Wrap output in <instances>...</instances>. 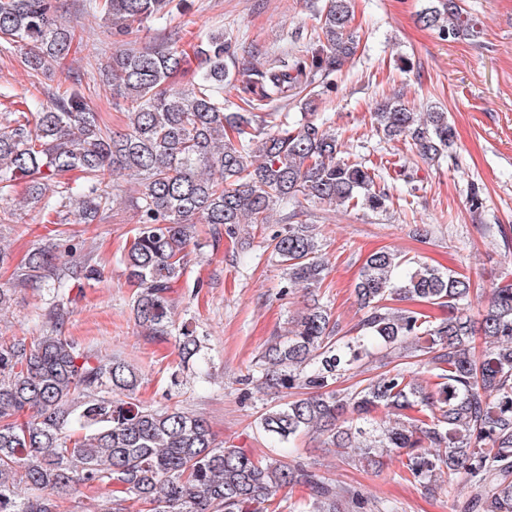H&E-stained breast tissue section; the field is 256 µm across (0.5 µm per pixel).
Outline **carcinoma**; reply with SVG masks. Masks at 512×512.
I'll return each instance as SVG.
<instances>
[{
  "mask_svg": "<svg viewBox=\"0 0 512 512\" xmlns=\"http://www.w3.org/2000/svg\"><path fill=\"white\" fill-rule=\"evenodd\" d=\"M171 2L84 0L86 12L121 37L98 71L119 99L125 132L103 121L81 83L55 93L28 89L25 110L0 113V225L15 223L16 200L58 226L102 224L130 192L137 228L117 263L138 288L136 325L160 339L173 335L172 293L195 225H210L216 244L239 224L270 223L276 206L290 202L378 211L391 201L374 170L339 157L326 119L272 111L308 78L339 72L355 56L352 0H327L307 58L271 74L246 70V83L262 90L239 112L224 109L232 85L224 32L193 35L199 71L190 88L175 86L184 51L131 39L167 19ZM418 22L448 42L481 34L461 0H427ZM80 40L58 0H0V54L16 56L31 76L61 66ZM370 117L376 132L410 138L424 159L455 144L446 112H416L393 97ZM269 247L286 287H322L328 264L316 225L283 224ZM96 273L42 248L13 272L21 285L52 282L53 305L33 342H0V512H59L57 496L76 486L99 494L101 512H128L131 500L149 512H280L275 495L295 485L307 487L308 497L288 512H370L358 492L336 491L293 455L310 433L327 437L349 463L377 468L394 458L404 480L429 492L444 474L450 487L461 481L479 489L463 512H512V284L491 289L477 326L468 278L427 264L404 268L386 250L370 254L354 288L366 309L355 335H339L316 299L248 373L259 389L287 397L257 421L280 452L256 458L219 445L200 415L143 403L139 374L127 362L57 333L67 288ZM405 300L422 309L390 305ZM176 344L180 365L199 359L202 342L188 324ZM376 351L381 372L364 385L334 388ZM411 359L436 378L433 387L401 366ZM379 411L395 419L378 422Z\"/></svg>",
  "mask_w": 512,
  "mask_h": 512,
  "instance_id": "carcinoma-1",
  "label": "carcinoma"
}]
</instances>
